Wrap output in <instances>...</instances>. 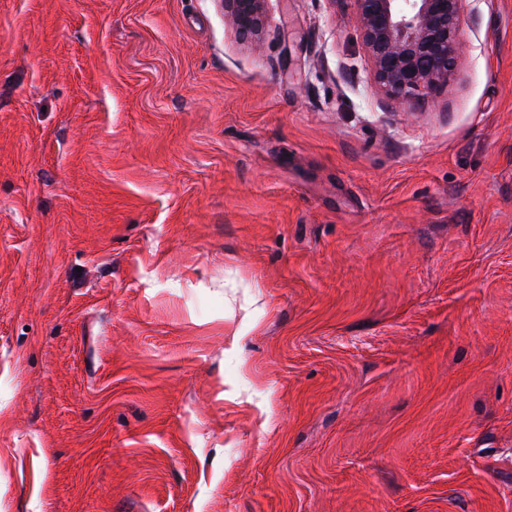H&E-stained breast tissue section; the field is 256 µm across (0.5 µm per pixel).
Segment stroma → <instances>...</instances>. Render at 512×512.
<instances>
[{
	"instance_id": "1",
	"label": "stroma",
	"mask_w": 512,
	"mask_h": 512,
	"mask_svg": "<svg viewBox=\"0 0 512 512\" xmlns=\"http://www.w3.org/2000/svg\"><path fill=\"white\" fill-rule=\"evenodd\" d=\"M268 10L0 0V512H512V0ZM267 0H224V16L242 38L260 35L268 24ZM375 80L400 103L456 78L468 0H351Z\"/></svg>"
}]
</instances>
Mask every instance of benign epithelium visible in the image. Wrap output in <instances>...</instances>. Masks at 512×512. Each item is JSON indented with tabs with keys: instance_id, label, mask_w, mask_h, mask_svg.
<instances>
[{
	"instance_id": "obj_1",
	"label": "benign epithelium",
	"mask_w": 512,
	"mask_h": 512,
	"mask_svg": "<svg viewBox=\"0 0 512 512\" xmlns=\"http://www.w3.org/2000/svg\"><path fill=\"white\" fill-rule=\"evenodd\" d=\"M267 0H224V16L242 38L268 24ZM375 80L400 103L452 83L461 54L468 0H352Z\"/></svg>"
}]
</instances>
